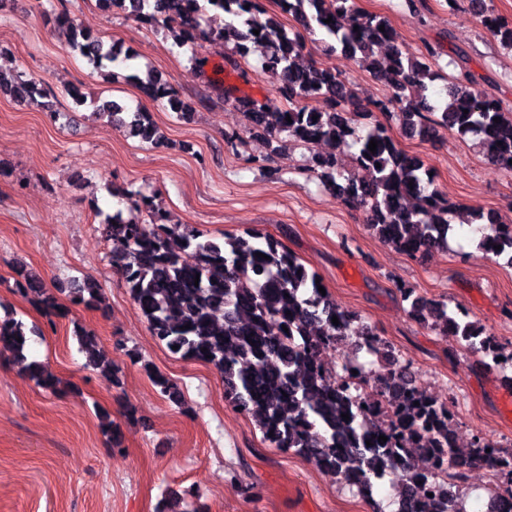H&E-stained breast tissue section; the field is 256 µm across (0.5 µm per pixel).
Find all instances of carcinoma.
<instances>
[{
  "label": "carcinoma",
  "instance_id": "carcinoma-1",
  "mask_svg": "<svg viewBox=\"0 0 512 512\" xmlns=\"http://www.w3.org/2000/svg\"><path fill=\"white\" fill-rule=\"evenodd\" d=\"M277 2L302 32L290 33L277 14L265 11L261 0H98L105 11L117 8L162 25L182 46L199 39L226 47L243 59L248 44L265 43L270 55L263 69L288 107L266 112L250 101L252 128L272 142L284 136L318 149L314 158L328 189L348 205L365 209L368 227L384 244L410 257L448 247L454 208L435 185L424 160L404 150L391 127L378 119L364 133H357L356 118L375 110L395 115L400 127L420 140L432 139L440 128L461 139L476 136L488 159L512 175V108L480 87L483 77L467 66L449 78L446 98L432 102L429 86L437 74L431 64L442 54L441 47L430 46L420 55L411 52L388 19L359 10L355 0ZM469 2L476 23L512 52V19L483 7L484 0ZM214 9L224 12V25L210 29L201 20ZM328 18L332 22H326ZM57 20L67 29L72 50L103 77H114L112 65L134 60L131 53L104 42L71 16L60 15ZM317 33L327 54L360 57L373 77L389 86V95L359 112L360 102L336 70L305 59L306 36ZM129 78L146 94L166 97L179 118L193 114V106L174 94L157 71L149 68ZM0 93L43 106L50 91L44 79L8 76L0 70ZM321 96L326 97V108L310 105ZM72 100L77 107L91 106L94 114L132 137L162 144L158 127L142 112H128L101 98L89 102L76 89ZM496 117L501 122H494ZM372 140L378 142L374 153L368 149ZM135 207L145 208V215L125 218L117 212L105 219L102 234L151 335L172 354L215 369L224 379V398L254 418L270 447L293 448L314 457L326 472L342 480L358 471L362 474L358 488L384 478L398 463L408 465L400 455L406 436L414 440L421 461L417 475L423 481L433 477L428 461L436 453L448 456L450 464L458 457L450 402L421 393L410 366L395 349L372 328H353L350 314L319 292L316 274L282 243L260 232L226 236L221 242L193 229L174 237L159 206L142 199ZM471 223L479 225V249L491 257L505 255L512 265V224L492 213L478 214ZM188 249L195 257L191 264L181 256ZM261 253L269 259L259 257ZM17 291L24 296L39 294L49 316L64 314L51 289L34 273L24 276ZM68 293L71 302L87 308L100 299V288L89 277L74 283ZM410 314L441 336L453 327L461 349L483 355L496 367L512 364V353L504 354L495 336L470 321L462 309L450 312L447 305L416 295ZM334 316L337 325L332 323ZM36 334L35 327L4 311L0 355H9L19 372L37 386L60 392L61 380L30 354ZM75 336L85 366L111 385H119V370L99 349L98 336L80 326ZM355 336L365 337L368 354L384 364L364 368L371 396L393 407L390 414L379 411L372 431L358 421L357 388L330 378L319 364L323 351L346 347ZM145 370L170 402L182 404L176 384L148 365ZM345 414L349 419H343ZM381 435L387 441H378ZM442 506L434 497L419 502L409 493L400 512H442Z\"/></svg>",
  "mask_w": 512,
  "mask_h": 512
}]
</instances>
